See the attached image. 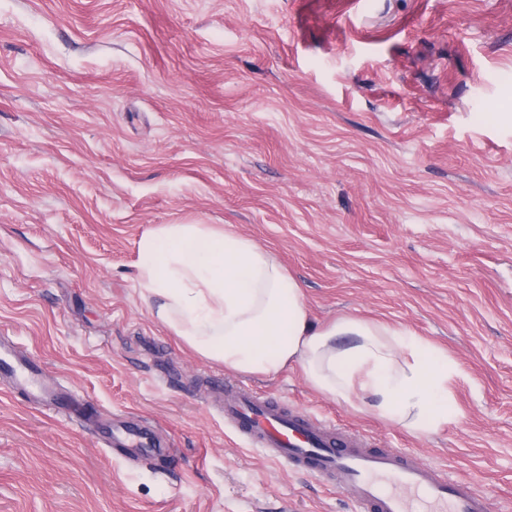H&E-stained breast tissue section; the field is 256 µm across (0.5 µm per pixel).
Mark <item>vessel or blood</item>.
I'll use <instances>...</instances> for the list:
<instances>
[{"label": "vessel or blood", "mask_w": 512, "mask_h": 512, "mask_svg": "<svg viewBox=\"0 0 512 512\" xmlns=\"http://www.w3.org/2000/svg\"><path fill=\"white\" fill-rule=\"evenodd\" d=\"M0 375L26 389L33 402L66 410L69 397L47 383L37 361L0 343ZM224 420L256 443L275 462L287 463L304 476L321 478L348 491L355 512H491L488 499L466 479L434 465L411 461L395 448H374L365 436L336 431L299 412H284L253 392L224 393ZM156 443L153 432L122 422L112 432L113 447L134 453Z\"/></svg>", "instance_id": "b4317fda"}]
</instances>
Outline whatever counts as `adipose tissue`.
<instances>
[{
	"label": "adipose tissue",
	"mask_w": 512,
	"mask_h": 512,
	"mask_svg": "<svg viewBox=\"0 0 512 512\" xmlns=\"http://www.w3.org/2000/svg\"><path fill=\"white\" fill-rule=\"evenodd\" d=\"M138 253L153 315L200 357L267 377L299 369L321 393L419 436L458 420L459 370L447 354L385 323L343 316L314 326L298 280L250 238L163 224Z\"/></svg>",
	"instance_id": "obj_1"
}]
</instances>
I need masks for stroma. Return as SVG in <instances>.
<instances>
[{"mask_svg":"<svg viewBox=\"0 0 512 512\" xmlns=\"http://www.w3.org/2000/svg\"><path fill=\"white\" fill-rule=\"evenodd\" d=\"M163 224L255 241L314 323L404 328L458 366L414 436L299 371L236 373L151 313ZM0 512H354L225 422L224 384L474 479L512 512V0H0ZM169 457L106 444L113 415ZM0 374L26 389L33 402L38 405L67 410L71 406L69 397L55 386L47 383L37 361L18 353L11 346L0 341Z\"/></svg>","mask_w":512,"mask_h":512,"instance_id":"stroma-1","label":"stroma"}]
</instances>
